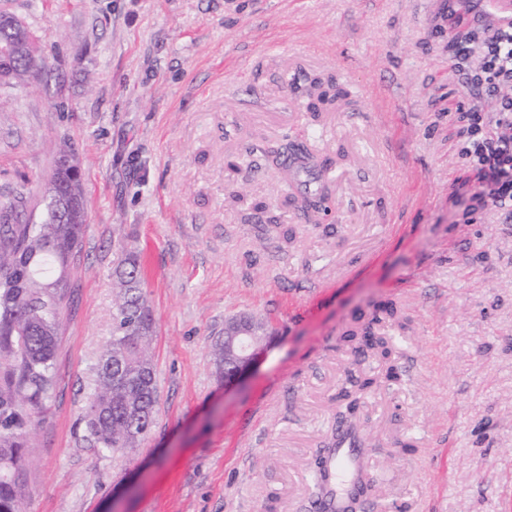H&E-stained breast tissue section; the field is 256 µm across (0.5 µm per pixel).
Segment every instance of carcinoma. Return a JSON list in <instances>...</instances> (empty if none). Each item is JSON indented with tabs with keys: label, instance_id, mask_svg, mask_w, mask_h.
I'll return each mask as SVG.
<instances>
[{
	"label": "carcinoma",
	"instance_id": "carcinoma-1",
	"mask_svg": "<svg viewBox=\"0 0 512 512\" xmlns=\"http://www.w3.org/2000/svg\"><path fill=\"white\" fill-rule=\"evenodd\" d=\"M0 22V48L14 45L10 60L0 66L10 71V81L28 78V52L33 37L22 39L9 24ZM343 97V91H321L310 109L318 112ZM72 152L60 149L55 168L44 191L45 217L39 224L19 220L25 207L22 195L0 204V512H24L23 480L28 428L55 387L53 359L59 336L58 310L68 288L71 260L83 237L88 213L82 179L70 177L63 166ZM61 186L64 212L52 216L50 185ZM114 285L119 288L112 340L99 358L96 387L87 399L82 422L83 439L93 448L116 452L136 448L155 423L157 384L149 351L154 322L140 277L136 255L120 260ZM377 318L349 330L352 341L362 336L385 362L392 349L375 335Z\"/></svg>",
	"mask_w": 512,
	"mask_h": 512
}]
</instances>
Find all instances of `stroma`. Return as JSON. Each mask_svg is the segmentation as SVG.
I'll return each instance as SVG.
<instances>
[{"instance_id":"stroma-1","label":"stroma","mask_w":512,"mask_h":512,"mask_svg":"<svg viewBox=\"0 0 512 512\" xmlns=\"http://www.w3.org/2000/svg\"><path fill=\"white\" fill-rule=\"evenodd\" d=\"M49 72L0 86V202L73 145L88 208L71 261L56 387L32 423L26 512H303L342 415L388 512H512V206L473 207L461 152L476 95L460 46L498 12L471 0H0ZM344 92L307 109L318 82ZM294 142L309 168L262 151ZM325 188L326 212L298 200ZM136 252L155 320V425L138 448L79 425ZM383 320L399 377L336 338ZM265 354L225 384L230 318ZM375 378L355 411L349 376Z\"/></svg>"}]
</instances>
